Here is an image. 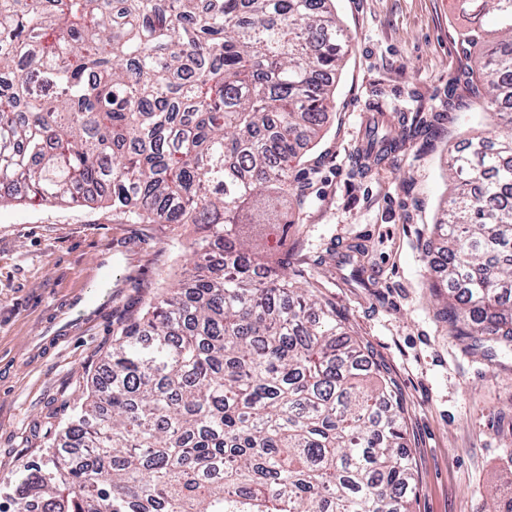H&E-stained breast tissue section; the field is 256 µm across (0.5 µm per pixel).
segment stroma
<instances>
[{"instance_id": "1", "label": "stroma", "mask_w": 512, "mask_h": 512, "mask_svg": "<svg viewBox=\"0 0 512 512\" xmlns=\"http://www.w3.org/2000/svg\"><path fill=\"white\" fill-rule=\"evenodd\" d=\"M352 37L330 119L295 173L301 205L285 238L301 286L331 302L386 368L403 406L416 495L411 512H488L512 502V351L468 349L438 314L441 274L427 242L448 197V159L480 112L448 107L467 63L455 0H333ZM413 136L381 165L360 159L370 104ZM181 224H135L93 204L0 209V479L43 456L98 374L123 321L194 269ZM365 247L374 280L332 259ZM112 298L76 308L101 282Z\"/></svg>"}]
</instances>
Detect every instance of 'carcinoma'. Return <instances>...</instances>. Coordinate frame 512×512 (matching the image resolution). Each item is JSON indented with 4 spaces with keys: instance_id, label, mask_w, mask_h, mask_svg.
Listing matches in <instances>:
<instances>
[{
    "instance_id": "cac0c4a2",
    "label": "carcinoma",
    "mask_w": 512,
    "mask_h": 512,
    "mask_svg": "<svg viewBox=\"0 0 512 512\" xmlns=\"http://www.w3.org/2000/svg\"><path fill=\"white\" fill-rule=\"evenodd\" d=\"M470 16L463 90L497 127L448 161L441 314L512 348V0ZM350 36L324 0H0V208L105 203L194 224L195 274L122 329L14 512H411L402 407L324 300L239 226L278 224ZM403 144L371 118L362 152ZM349 266L372 280L354 255Z\"/></svg>"
}]
</instances>
